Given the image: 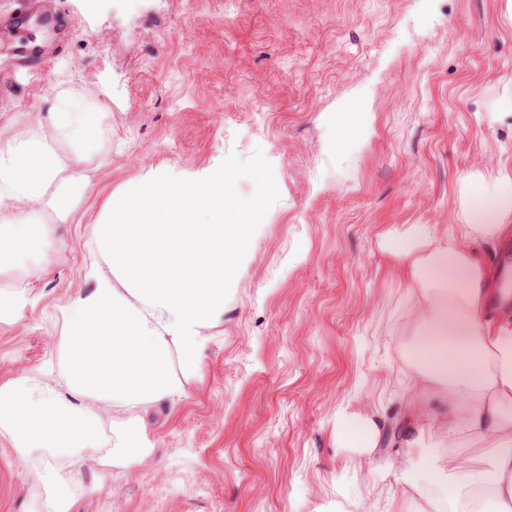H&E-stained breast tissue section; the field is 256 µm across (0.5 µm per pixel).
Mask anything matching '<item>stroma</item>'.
I'll use <instances>...</instances> for the list:
<instances>
[{
    "label": "stroma",
    "instance_id": "1",
    "mask_svg": "<svg viewBox=\"0 0 512 512\" xmlns=\"http://www.w3.org/2000/svg\"><path fill=\"white\" fill-rule=\"evenodd\" d=\"M68 28L35 26L46 68L0 27V134L52 90L95 92L111 156L71 223L35 212L62 247L0 271L17 310L0 321V383L58 390L60 307L93 283L88 225L145 178L223 169L259 214L252 248L208 331L202 369L146 414L151 451L112 470L76 512H380L408 374V286L384 251L410 224L459 221V178L512 159V18L505 0H55ZM108 88L110 97L99 94ZM357 112L346 133L337 113ZM383 404L382 440L342 473L337 408ZM46 490L0 436V512H48Z\"/></svg>",
    "mask_w": 512,
    "mask_h": 512
}]
</instances>
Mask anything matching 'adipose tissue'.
Masks as SVG:
<instances>
[{"mask_svg":"<svg viewBox=\"0 0 512 512\" xmlns=\"http://www.w3.org/2000/svg\"><path fill=\"white\" fill-rule=\"evenodd\" d=\"M111 151L102 113L83 111L72 89L0 137V268L50 246V226L27 223L20 212L35 207L68 221L91 185V155ZM459 185L461 222L446 237L411 224L386 246L409 288L413 342L400 355L412 384L400 451L387 464L398 489L384 512H407L410 503L415 512H512V310L493 309L504 290L474 248L512 237V163L490 178L468 171ZM130 193L131 204L113 207L109 223L88 227L92 252L119 269L123 286L88 268L93 288L62 310L66 393L28 375L0 383V436L50 491L53 512H75L82 486L72 470L90 467L102 491L113 466L148 456L145 448L130 456L127 437L144 432L143 413L175 403L198 375L206 332L252 246L257 213L238 207L223 171L139 183ZM123 255L165 273L132 274ZM104 406L135 412L113 423L110 439ZM335 435L346 463L362 465L382 436L377 412L339 407Z\"/></svg>","mask_w":512,"mask_h":512,"instance_id":"1","label":"adipose tissue"}]
</instances>
